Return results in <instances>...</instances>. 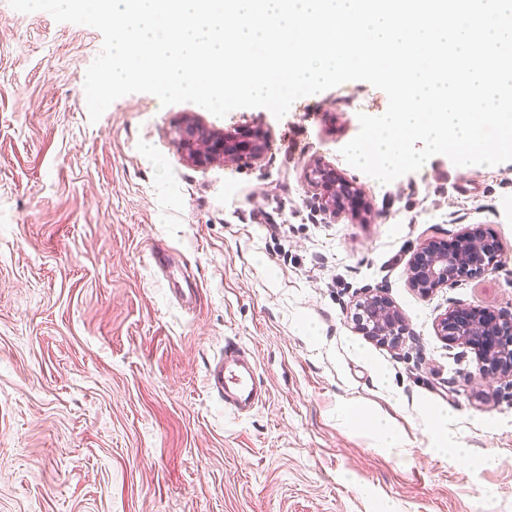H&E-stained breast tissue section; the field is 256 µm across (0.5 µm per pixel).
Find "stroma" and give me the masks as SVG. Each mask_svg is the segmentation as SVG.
<instances>
[{
  "mask_svg": "<svg viewBox=\"0 0 512 512\" xmlns=\"http://www.w3.org/2000/svg\"><path fill=\"white\" fill-rule=\"evenodd\" d=\"M102 43L0 0V512H512V386L437 331L454 308L512 312V162L436 155L379 184L340 153L358 112L388 107L363 81L281 118L134 93L93 123L84 79ZM185 114L263 127L270 147L194 165ZM318 161L360 187L367 223L325 218ZM472 224L499 265L411 288L422 245ZM375 293L409 328L398 346L356 325ZM228 340L266 389L241 417L206 387ZM354 411L388 418L397 447Z\"/></svg>",
  "mask_w": 512,
  "mask_h": 512,
  "instance_id": "35a3bbf8",
  "label": "stroma"
}]
</instances>
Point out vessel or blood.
<instances>
[{"instance_id": "obj_1", "label": "vessel or blood", "mask_w": 512, "mask_h": 512, "mask_svg": "<svg viewBox=\"0 0 512 512\" xmlns=\"http://www.w3.org/2000/svg\"><path fill=\"white\" fill-rule=\"evenodd\" d=\"M244 351L225 344L206 371L207 387L225 409L240 414L252 409L266 393L254 365L245 363Z\"/></svg>"}]
</instances>
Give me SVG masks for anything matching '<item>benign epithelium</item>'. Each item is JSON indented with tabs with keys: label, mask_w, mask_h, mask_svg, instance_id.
<instances>
[{
	"label": "benign epithelium",
	"mask_w": 512,
	"mask_h": 512,
	"mask_svg": "<svg viewBox=\"0 0 512 512\" xmlns=\"http://www.w3.org/2000/svg\"><path fill=\"white\" fill-rule=\"evenodd\" d=\"M178 143L185 158L196 164L214 161L234 162L242 155L258 161L270 146L268 132H255L248 138L227 131L217 133L196 119L184 116L177 123ZM312 180L324 213L336 216L358 194L353 184L339 180L333 172L317 165ZM500 263L499 254L479 225L465 228L453 246L429 243L414 256L410 284L423 294L474 279ZM364 319L360 329L383 343L395 344L406 327L399 312L382 296L372 294L359 305ZM441 335L451 343L478 351V375L485 380L512 382V313H491L479 308L452 309L440 323Z\"/></svg>",
	"instance_id": "1"
}]
</instances>
